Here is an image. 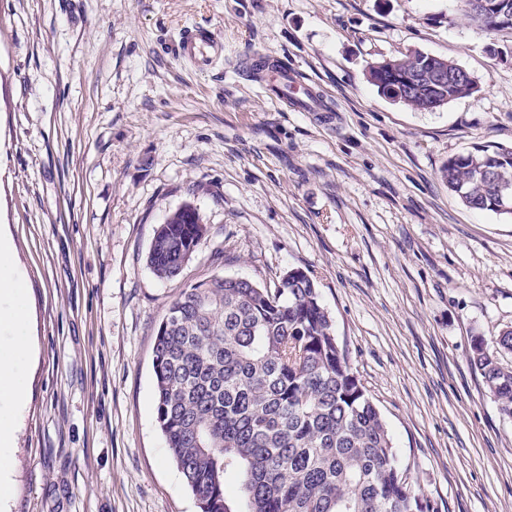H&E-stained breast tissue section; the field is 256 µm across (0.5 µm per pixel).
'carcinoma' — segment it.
<instances>
[{
  "instance_id": "obj_1",
  "label": "carcinoma",
  "mask_w": 512,
  "mask_h": 512,
  "mask_svg": "<svg viewBox=\"0 0 512 512\" xmlns=\"http://www.w3.org/2000/svg\"><path fill=\"white\" fill-rule=\"evenodd\" d=\"M427 61L416 51L370 82L394 101ZM440 174L467 207L512 216V147L450 157ZM206 233L195 208L173 211L147 265L159 279L180 276ZM469 360L512 417V367L480 336ZM152 369L157 423L200 512H437L416 492L308 272L182 289L156 331ZM229 469L240 474L234 508Z\"/></svg>"
}]
</instances>
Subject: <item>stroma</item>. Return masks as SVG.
I'll return each instance as SVG.
<instances>
[{"instance_id":"35a3bbf8","label":"stroma","mask_w":512,"mask_h":512,"mask_svg":"<svg viewBox=\"0 0 512 512\" xmlns=\"http://www.w3.org/2000/svg\"><path fill=\"white\" fill-rule=\"evenodd\" d=\"M202 26L207 72L177 56ZM450 59L473 94L420 111L370 66ZM288 60L327 112L240 63ZM512 146V29L461 0H0V225L31 288L30 392L0 512H199L156 424L168 304L213 275L308 270L340 345L438 512H512V418L469 362L512 327V218L465 206L448 157ZM192 205L182 274L146 263ZM224 54V45L197 27L184 30L179 43V56L199 71L209 70ZM207 233L199 213L184 205L170 213L159 224L147 256V265L159 279H174L181 275L199 240Z\"/></svg>"}]
</instances>
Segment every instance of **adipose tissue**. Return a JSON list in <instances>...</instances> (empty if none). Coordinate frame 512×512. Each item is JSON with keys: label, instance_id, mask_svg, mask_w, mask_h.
I'll return each instance as SVG.
<instances>
[{"label": "adipose tissue", "instance_id": "adipose-tissue-1", "mask_svg": "<svg viewBox=\"0 0 512 512\" xmlns=\"http://www.w3.org/2000/svg\"><path fill=\"white\" fill-rule=\"evenodd\" d=\"M16 259L6 229L0 227V500L12 494L11 451L16 430L15 408L27 395L28 379L21 367L31 355L32 317L29 288L15 276Z\"/></svg>", "mask_w": 512, "mask_h": 512}]
</instances>
